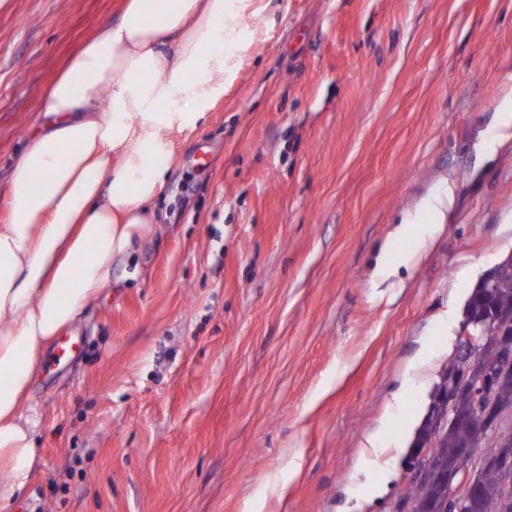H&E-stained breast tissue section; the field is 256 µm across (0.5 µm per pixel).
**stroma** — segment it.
I'll return each mask as SVG.
<instances>
[{
	"label": "stroma",
	"mask_w": 512,
	"mask_h": 512,
	"mask_svg": "<svg viewBox=\"0 0 512 512\" xmlns=\"http://www.w3.org/2000/svg\"><path fill=\"white\" fill-rule=\"evenodd\" d=\"M255 3L154 234L37 365L0 512H393L472 273L512 253V0ZM120 5L0 0V221L43 95ZM407 214L438 232L395 238Z\"/></svg>",
	"instance_id": "1"
}]
</instances>
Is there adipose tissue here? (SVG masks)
<instances>
[{
  "instance_id": "obj_1",
  "label": "adipose tissue",
  "mask_w": 512,
  "mask_h": 512,
  "mask_svg": "<svg viewBox=\"0 0 512 512\" xmlns=\"http://www.w3.org/2000/svg\"><path fill=\"white\" fill-rule=\"evenodd\" d=\"M254 0H125L43 97L0 224V504L36 461L37 357L153 231L175 165L256 35Z\"/></svg>"
}]
</instances>
